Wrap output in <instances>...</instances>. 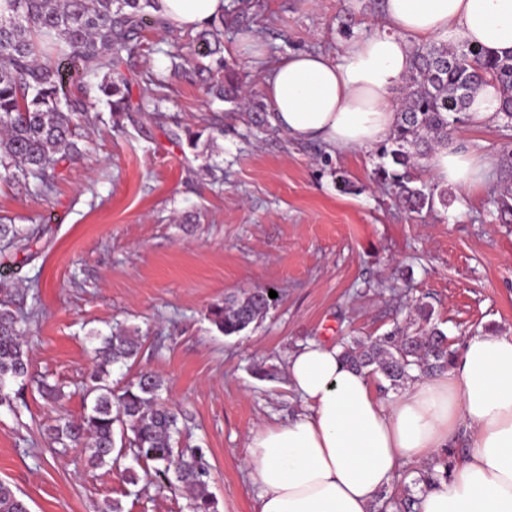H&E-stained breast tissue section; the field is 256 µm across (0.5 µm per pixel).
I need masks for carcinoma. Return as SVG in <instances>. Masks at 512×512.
<instances>
[{
  "label": "carcinoma",
  "instance_id": "cac0c4a2",
  "mask_svg": "<svg viewBox=\"0 0 512 512\" xmlns=\"http://www.w3.org/2000/svg\"><path fill=\"white\" fill-rule=\"evenodd\" d=\"M153 0H3L0 6V179L21 178L49 197L56 191L60 163L80 154L75 141L79 121L91 123L94 102L110 111L127 110V83L118 71L122 53L150 26H161L151 13ZM256 22L249 0H239L227 19L210 24L190 38L194 54L208 58L220 52L224 30L248 29ZM412 71L402 87L391 147L380 154L391 167L378 166L376 180L400 190L412 210L448 204V190L425 192L414 185L416 159L454 139L464 122L471 98L483 84L498 85L503 97L501 128L512 136V54L492 55L476 46L455 50L445 44L414 47ZM209 93L235 105L243 87L236 72ZM251 124L271 127L270 113L260 102L247 109ZM36 229L0 224V241L17 253L29 250ZM271 303L269 290L255 288L229 296L210 307L209 319L226 335H238L262 319ZM420 320L431 324L433 310L415 307ZM28 318L0 301V407L16 412L25 387L30 359L26 345ZM140 339L123 332L99 337L92 369L83 385L89 400L77 421L63 414L46 428L51 443L79 447L96 467L114 466L129 454L151 469L159 486L179 485L190 498L192 512H218L210 491L211 465L203 448L191 443L182 413L163 402L165 382L141 371L122 386H112V367L137 357ZM342 359L359 370L380 375L392 389L404 387L411 372L432 374L448 367L455 350L448 336L431 324L419 335L395 327L375 338L346 337ZM379 512H417L412 494L399 498L386 492ZM0 512H29L26 502L7 482L0 481Z\"/></svg>",
  "mask_w": 512,
  "mask_h": 512
}]
</instances>
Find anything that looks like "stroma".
<instances>
[{"label":"stroma","instance_id":"35a3bbf8","mask_svg":"<svg viewBox=\"0 0 512 512\" xmlns=\"http://www.w3.org/2000/svg\"><path fill=\"white\" fill-rule=\"evenodd\" d=\"M271 53L338 51L339 22L373 31L369 0H250ZM215 61L156 27L142 30L121 71L130 109L99 105L79 127L81 156L60 164L58 190L0 181V224L40 227L16 261L0 264L32 318L31 379L19 413L0 409V480L30 512H190L181 490L121 468H94L77 448L49 451L55 412L37 391L48 378L74 418L90 366L91 333L121 326L140 337L137 368L160 374L166 402L183 410L212 468L220 512H254L244 462L251 429L301 409L288 388V354L313 340L422 330L424 303L453 345L492 325L512 332V214L488 191L452 193L413 212L375 183L378 148L328 150L283 131L260 132L246 112L207 95ZM160 85L147 88V75ZM162 100L146 119L148 95ZM251 288L276 291L265 317L237 336L218 332L212 304ZM271 367L275 380L258 378Z\"/></svg>","mask_w":512,"mask_h":512}]
</instances>
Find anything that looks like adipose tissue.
Listing matches in <instances>:
<instances>
[{
  "instance_id": "ef3b65f1",
  "label": "adipose tissue",
  "mask_w": 512,
  "mask_h": 512,
  "mask_svg": "<svg viewBox=\"0 0 512 512\" xmlns=\"http://www.w3.org/2000/svg\"><path fill=\"white\" fill-rule=\"evenodd\" d=\"M226 0H155L173 32L198 31ZM435 40L512 54V0H383L377 30L339 53L294 51L271 60L257 34L235 49L263 65L272 123L302 141L367 149L387 141L397 121L394 93L413 64V48ZM425 167L462 192L490 184L479 146L437 147ZM302 413L253 429L246 465L257 488L255 512H372L407 464L448 458L446 478L420 492V512H512V332L464 338L448 369L416 374L389 398L339 349L312 341L286 363Z\"/></svg>"
}]
</instances>
